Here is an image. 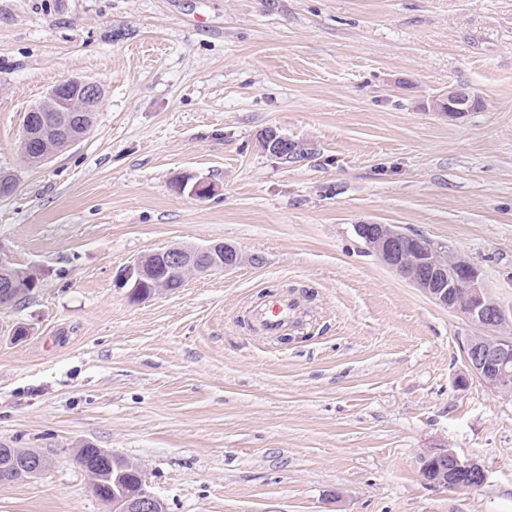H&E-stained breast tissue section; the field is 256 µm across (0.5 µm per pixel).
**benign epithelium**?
Masks as SVG:
<instances>
[{
  "label": "benign epithelium",
  "instance_id": "7a95c632",
  "mask_svg": "<svg viewBox=\"0 0 512 512\" xmlns=\"http://www.w3.org/2000/svg\"><path fill=\"white\" fill-rule=\"evenodd\" d=\"M101 86L95 81L67 77L53 87L45 99L24 115L22 148L37 145L35 164L44 165L58 153L78 142L85 134L81 126L73 125L69 112H92ZM471 94L463 89L452 88L448 95L436 102L437 110L447 107L445 116L451 120L463 117L467 112ZM42 112H60L56 131L59 142L47 137L46 121ZM262 137L270 149V155L277 157L283 151L295 153L300 145L279 133L272 127L262 130ZM355 230L366 245L388 267L409 280L437 304L459 312L487 333L472 336L464 347V357L470 373L485 385L512 393V333L504 326L512 322V309L496 301L481 277L479 269L458 255L454 264L447 265L448 259L438 260L446 254L432 242L406 234L390 224H357ZM205 253L211 265L201 272L224 270L230 272L242 263V256L236 248L222 243L205 247L173 246L157 254L160 262H147L141 258L126 267L122 273L121 285L129 288L128 298L144 300L139 288L147 281L161 282L160 271L168 268L193 270L198 265V256ZM421 468L426 480L451 489L474 490L486 481L485 467L474 460H462L447 448H435L425 452ZM43 471L39 458L22 461L15 470L14 479H33ZM161 501L146 487L129 493L118 503L112 504L115 512H157Z\"/></svg>",
  "mask_w": 512,
  "mask_h": 512
}]
</instances>
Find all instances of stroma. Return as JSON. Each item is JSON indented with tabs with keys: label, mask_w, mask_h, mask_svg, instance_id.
<instances>
[{
	"label": "stroma",
	"mask_w": 512,
	"mask_h": 512,
	"mask_svg": "<svg viewBox=\"0 0 512 512\" xmlns=\"http://www.w3.org/2000/svg\"><path fill=\"white\" fill-rule=\"evenodd\" d=\"M67 77L101 85L94 123L27 166L23 117ZM452 87L482 108L448 120ZM267 127L308 158L263 152ZM0 172V247L46 273L0 308V445L50 461L0 483V512H108L87 443L165 512H512V394L464 359L480 327L355 232L446 247L512 307V0H0ZM219 242L231 273L141 303L121 286L141 256ZM267 296L296 304L289 340L254 327ZM442 447L485 483L429 484Z\"/></svg>",
	"instance_id": "35a3bbf8"
}]
</instances>
